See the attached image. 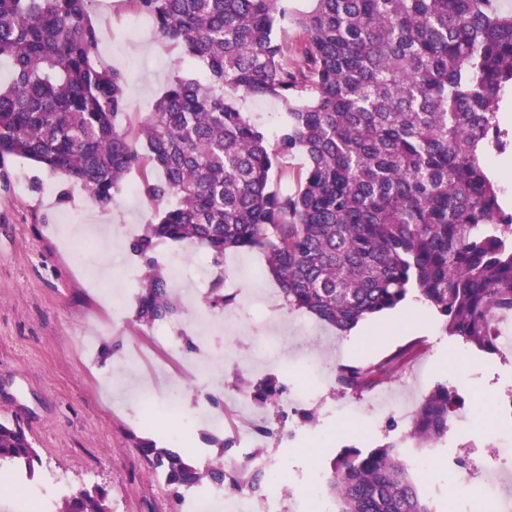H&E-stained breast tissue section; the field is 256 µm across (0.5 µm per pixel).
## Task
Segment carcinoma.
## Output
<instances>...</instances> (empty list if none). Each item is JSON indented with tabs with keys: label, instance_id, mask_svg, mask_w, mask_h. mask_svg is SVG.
<instances>
[{
	"label": "carcinoma",
	"instance_id": "obj_1",
	"mask_svg": "<svg viewBox=\"0 0 512 512\" xmlns=\"http://www.w3.org/2000/svg\"><path fill=\"white\" fill-rule=\"evenodd\" d=\"M163 38L199 62L175 72L136 136L120 128L125 77L97 67L100 34L88 0H0V158L30 160L81 185L101 208L133 168L159 177L146 192L168 203L131 250L147 265L136 320L177 313L174 282L154 257L161 242L191 241L215 264L255 248L292 310L347 333L411 292L463 344L494 354L512 321V212L486 166L512 150L498 112L512 88V12L497 0H132ZM279 102L271 136L226 91ZM143 149H138L137 141ZM306 163L297 187H272L290 157ZM411 349L343 364L336 380L361 394L391 376ZM263 401L281 390L246 382ZM460 407L440 384L404 439L437 443ZM217 447L208 467L172 448H136L170 496L205 483L261 489L243 464L228 473ZM402 441L344 448L324 473L337 512H433L402 459ZM42 461L17 423L0 421V469L34 477ZM58 512H112L108 492L84 488Z\"/></svg>",
	"mask_w": 512,
	"mask_h": 512
}]
</instances>
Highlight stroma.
<instances>
[{
  "label": "stroma",
  "instance_id": "stroma-1",
  "mask_svg": "<svg viewBox=\"0 0 512 512\" xmlns=\"http://www.w3.org/2000/svg\"><path fill=\"white\" fill-rule=\"evenodd\" d=\"M88 11L100 32L95 60L126 76L128 108L119 118L138 131L153 112L175 70L199 76L201 65L182 62L181 50L162 38L151 21L132 28L131 0H89ZM155 169L130 170L109 209H101L81 186L25 159H0V419L20 422L38 448L42 473L63 476L70 490L95 485L108 490L112 512H172L160 475L150 473L134 447L151 440L187 457L207 447L210 432L195 408L211 373H202L177 393L179 416L148 413L136 385H120L118 376L134 339L163 331L177 345L197 339L205 305L188 297L187 282L176 291L180 308L158 325L135 319L134 294L116 295L105 283L128 265H141L129 245L137 231L156 219L162 204L146 192ZM120 219L110 240L87 249L67 241L57 217L68 211L85 223H105L108 211ZM161 251L181 257L189 279H200L203 293L213 286L231 295L222 314L213 315L211 344L224 354L225 469L243 460L242 428L253 448L263 451L281 479L276 495L280 512H309L307 493L314 476L329 469L342 448L367 449L404 439V455H424L429 466L416 479L434 512H464L478 491L485 470L497 472L498 498L484 502L485 512L512 503V454L493 447L489 433L512 423V351L491 355L447 335L440 319L408 299L388 313L359 324L347 336L310 315L288 309L261 250L229 251L223 266L194 243L166 242ZM120 301L111 322L99 314ZM93 336L95 347L81 354L75 337ZM417 348L391 381L355 394L336 383L341 364L380 360L409 342ZM275 380L288 400L286 411L247 395L244 380ZM453 388L464 403H480L483 418L469 421L467 441L445 440L419 446L405 440L411 416L437 384ZM466 455L465 479L448 465Z\"/></svg>",
  "mask_w": 512,
  "mask_h": 512
}]
</instances>
